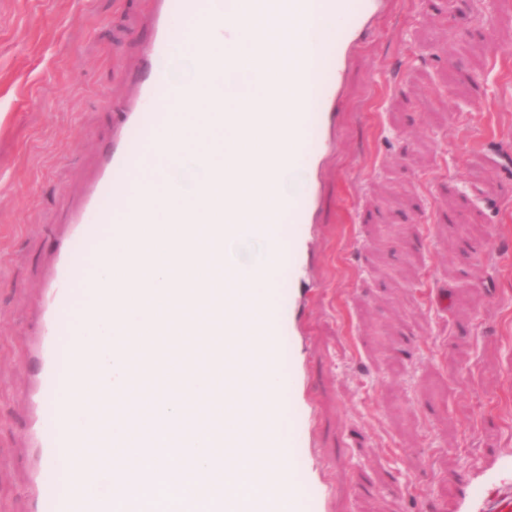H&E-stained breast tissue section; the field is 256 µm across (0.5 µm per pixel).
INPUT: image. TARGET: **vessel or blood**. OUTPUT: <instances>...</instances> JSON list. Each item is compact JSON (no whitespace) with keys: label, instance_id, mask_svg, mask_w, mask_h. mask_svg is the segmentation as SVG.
I'll return each mask as SVG.
<instances>
[{"label":"vessel or blood","instance_id":"1","mask_svg":"<svg viewBox=\"0 0 512 512\" xmlns=\"http://www.w3.org/2000/svg\"><path fill=\"white\" fill-rule=\"evenodd\" d=\"M287 4L293 14L331 24L344 22L346 32L343 43L325 48L315 65H307L297 54L288 57L289 71L308 88L314 104L313 111L288 114V124L295 130V150L308 170L309 182L302 195L279 200L271 223L254 227L263 238L287 241L291 256L288 281L271 283L279 298L277 305L266 311L264 326L250 330L249 336L267 362L288 366L283 381L284 395L293 409L288 445L310 475L308 483L300 486L299 497L306 512H326L328 487L313 463L315 418L310 384L299 368L300 313L315 287L310 274L311 241L319 217L323 162L335 147L331 131L337 124L344 75L352 51L368 33L383 0H287ZM207 8L206 0H152L154 37L144 47L146 70L132 97L120 107L124 133L100 157L97 174L70 218L67 236L59 243L53 271L41 286V331L25 356L31 478L19 512H102L107 500L115 512H152L149 494L128 493L106 479L96 452L111 447V439L94 429H69L76 408L62 397L61 387L72 378H84L93 385L98 382L93 353L79 332L95 325L102 304L111 302L112 291L96 287L87 260L102 257L106 231L149 207L152 192L145 173V151L170 128L169 104L198 92L197 86L176 83L165 66L175 43L173 19H197L206 15ZM82 290L94 294L96 301L85 304L75 316L71 305ZM73 448L91 451L75 480L67 476ZM265 479L272 493L245 499L225 497L213 472L197 473L193 485L196 495L207 496L211 512H287V497L276 492L282 477L269 472Z\"/></svg>","mask_w":512,"mask_h":512}]
</instances>
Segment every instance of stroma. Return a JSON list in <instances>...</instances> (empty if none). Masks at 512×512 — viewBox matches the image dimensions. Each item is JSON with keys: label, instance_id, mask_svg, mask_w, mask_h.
I'll return each instance as SVG.
<instances>
[{"label": "stroma", "instance_id": "stroma-1", "mask_svg": "<svg viewBox=\"0 0 512 512\" xmlns=\"http://www.w3.org/2000/svg\"><path fill=\"white\" fill-rule=\"evenodd\" d=\"M497 8L387 0L344 76L301 317L329 512H481L512 489V21ZM150 9L0 0V512L30 477L39 288L112 143L105 103L140 76Z\"/></svg>", "mask_w": 512, "mask_h": 512}]
</instances>
